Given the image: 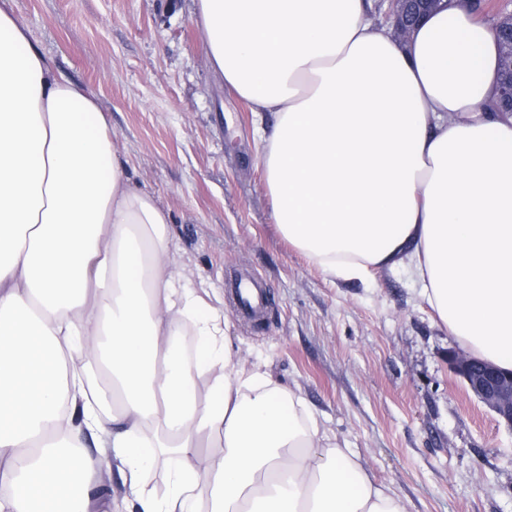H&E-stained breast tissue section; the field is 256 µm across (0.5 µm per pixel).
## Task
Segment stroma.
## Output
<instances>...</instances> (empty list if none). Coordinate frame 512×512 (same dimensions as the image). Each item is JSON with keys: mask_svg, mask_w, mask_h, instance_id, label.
Segmentation results:
<instances>
[{"mask_svg": "<svg viewBox=\"0 0 512 512\" xmlns=\"http://www.w3.org/2000/svg\"><path fill=\"white\" fill-rule=\"evenodd\" d=\"M63 78L89 89L131 186L170 217L187 287L224 301L235 348L300 393L407 512H512V429L448 366L463 346L406 264L325 276L275 224L249 103L208 69L191 0H11ZM255 279L267 316H236Z\"/></svg>", "mask_w": 512, "mask_h": 512, "instance_id": "obj_1", "label": "stroma"}]
</instances>
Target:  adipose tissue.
Returning a JSON list of instances; mask_svg holds the SVG:
<instances>
[{
  "label": "adipose tissue",
  "instance_id": "ef3b65f1",
  "mask_svg": "<svg viewBox=\"0 0 512 512\" xmlns=\"http://www.w3.org/2000/svg\"><path fill=\"white\" fill-rule=\"evenodd\" d=\"M195 4L208 66L276 116L262 163L288 241L343 280L409 261L450 333L512 370L494 29L467 0L404 42L365 0ZM86 434L139 512H406L300 395L245 369L223 310L181 285L167 216L131 188L95 98L0 0V512H93ZM212 441L220 458L202 460ZM161 456L174 467L159 497L142 475Z\"/></svg>",
  "mask_w": 512,
  "mask_h": 512
}]
</instances>
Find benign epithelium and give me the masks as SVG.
Wrapping results in <instances>:
<instances>
[{"label":"benign epithelium","instance_id":"7a95c632","mask_svg":"<svg viewBox=\"0 0 512 512\" xmlns=\"http://www.w3.org/2000/svg\"><path fill=\"white\" fill-rule=\"evenodd\" d=\"M439 4L441 0H392L394 34L408 36L418 13ZM448 365L467 390L512 429V371L455 351L448 352Z\"/></svg>","mask_w":512,"mask_h":512}]
</instances>
